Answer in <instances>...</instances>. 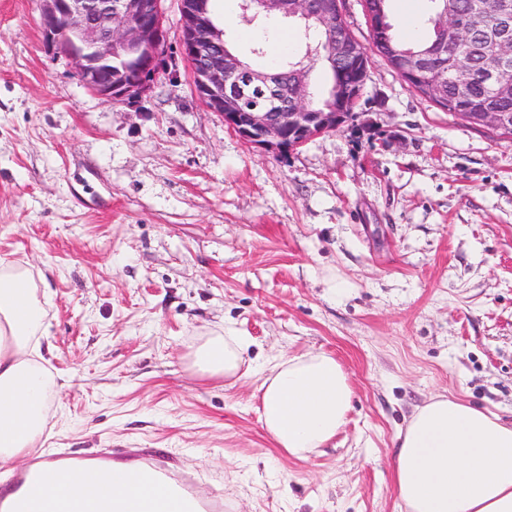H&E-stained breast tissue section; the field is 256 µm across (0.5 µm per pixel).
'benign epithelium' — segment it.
Wrapping results in <instances>:
<instances>
[{
    "mask_svg": "<svg viewBox=\"0 0 512 512\" xmlns=\"http://www.w3.org/2000/svg\"><path fill=\"white\" fill-rule=\"evenodd\" d=\"M40 27L45 47L75 65L81 84L105 103L137 102L148 95L156 76L166 66L167 30L164 0H39ZM181 55L193 73L194 91L206 108L219 114L224 127L247 144L276 151L281 156L323 134L347 128H369L355 111L368 78L367 48L350 31L346 0H242L248 12L259 3L265 15L312 20L329 33L325 43L336 63L345 66L334 85L336 104L312 111L313 94L307 70L298 69L291 81L271 91V75L252 71L224 47V30L208 18L209 0H179ZM441 30L456 41L471 32L441 18ZM224 55L217 68L196 67L210 50ZM512 60V17L503 16L491 47L482 52L480 76L486 83L500 82L503 66ZM427 55L412 54L398 74L419 94L440 95L439 80L430 77ZM475 80L474 73L456 71L451 81L456 98L464 99ZM267 90L264 103L246 106L247 90ZM479 124H491L512 136V115L478 113Z\"/></svg>",
    "mask_w": 512,
    "mask_h": 512,
    "instance_id": "obj_1",
    "label": "benign epithelium"
}]
</instances>
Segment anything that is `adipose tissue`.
Returning <instances> with one entry per match:
<instances>
[{
	"mask_svg": "<svg viewBox=\"0 0 512 512\" xmlns=\"http://www.w3.org/2000/svg\"><path fill=\"white\" fill-rule=\"evenodd\" d=\"M44 311L27 271L0 259V463L44 445L52 382L43 365ZM250 337L225 330L198 346L193 365L203 378L250 377ZM260 421L276 446L308 458L345 427L353 389L325 352L284 356L259 387ZM394 487L405 512H512V420L437 395L417 407L397 436ZM99 493L116 504L141 501L167 512L161 488L130 463L101 473Z\"/></svg>",
	"mask_w": 512,
	"mask_h": 512,
	"instance_id": "ef3b65f1",
	"label": "adipose tissue"
}]
</instances>
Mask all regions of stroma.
<instances>
[{"label":"stroma","instance_id":"1","mask_svg":"<svg viewBox=\"0 0 512 512\" xmlns=\"http://www.w3.org/2000/svg\"><path fill=\"white\" fill-rule=\"evenodd\" d=\"M164 8L168 68L127 105L45 48L37 0H0V258L45 311L44 453L149 460L225 512H403L393 460L416 405L446 393L512 419V136L414 91L346 0L371 132L253 147L195 95L179 0ZM214 11L268 67L303 48L287 19ZM228 327L254 360L336 357L354 396L327 447L274 446L259 377L195 374Z\"/></svg>","mask_w":512,"mask_h":512}]
</instances>
